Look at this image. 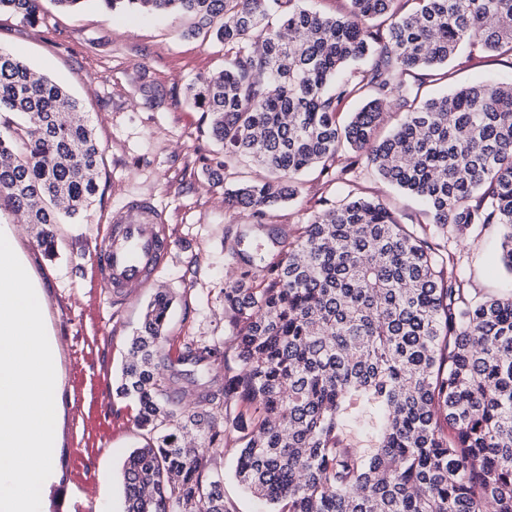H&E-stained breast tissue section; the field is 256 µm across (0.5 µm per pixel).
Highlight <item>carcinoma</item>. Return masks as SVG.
<instances>
[{
  "instance_id": "carcinoma-1",
  "label": "carcinoma",
  "mask_w": 512,
  "mask_h": 512,
  "mask_svg": "<svg viewBox=\"0 0 512 512\" xmlns=\"http://www.w3.org/2000/svg\"><path fill=\"white\" fill-rule=\"evenodd\" d=\"M105 10L175 11L224 44V70L189 87L229 152L271 170L233 201L261 216L303 169L349 147L427 205L438 238L380 202L345 197L274 250L236 235L243 268L224 287L227 352L193 336L163 353L172 298L157 293L131 338L120 395L140 406L144 444L123 464L125 512H230L210 452L217 420L253 411L235 474L271 512H512V294L477 297L448 234L505 228L512 270V83L423 87L465 43L512 61V0H348L328 17L299 0H95ZM35 23L38 0H0ZM362 99L345 124L342 104ZM403 114L383 139L385 107ZM58 83L0 51V196L55 255L51 226L98 192L102 151ZM68 113L70 120H60ZM264 265L259 283L251 269ZM208 379L196 409L186 382Z\"/></svg>"
}]
</instances>
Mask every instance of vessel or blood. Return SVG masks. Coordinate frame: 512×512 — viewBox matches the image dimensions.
I'll list each match as a JSON object with an SVG mask.
<instances>
[{"label":"vessel or blood","mask_w":512,"mask_h":512,"mask_svg":"<svg viewBox=\"0 0 512 512\" xmlns=\"http://www.w3.org/2000/svg\"><path fill=\"white\" fill-rule=\"evenodd\" d=\"M112 222L98 251L109 294L120 299L150 282L171 241L164 215L143 200L130 201Z\"/></svg>","instance_id":"vessel-or-blood-1"}]
</instances>
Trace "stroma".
<instances>
[{
    "label": "stroma",
    "mask_w": 512,
    "mask_h": 512,
    "mask_svg": "<svg viewBox=\"0 0 512 512\" xmlns=\"http://www.w3.org/2000/svg\"><path fill=\"white\" fill-rule=\"evenodd\" d=\"M39 8L35 24L0 12V50L65 87L103 148L99 193L80 218L54 225V258L45 256L30 226L17 229L43 285L41 302L59 344L62 376L54 481L42 496L47 512H68L77 498L90 512H124L123 461L143 439L136 402L117 387L130 340L158 290L175 296L166 328L174 358L183 337L214 344L231 336L224 285L236 274L229 251L236 233L247 230L263 244L273 232L298 235L312 214L340 199L337 173L357 180L361 194L384 203L400 223L427 227L431 218L418 200L366 169L349 150L330 171L315 166L300 174L293 199L253 217L233 205L229 193L242 182L266 181L267 169L231 157L213 138L209 114L187 101L190 84L223 69V44L186 36L191 19L180 13L108 12L95 0L74 11L53 0H39ZM511 81L512 64L466 46L436 89ZM133 199L149 200L164 213L174 245L150 284L114 305L100 277L97 247L113 213ZM501 233L491 224L449 244L477 296L512 292V272L500 262ZM253 421L243 410L241 422L227 431L228 446L212 453L213 469L224 475V499L235 512H268L233 472L236 438Z\"/></svg>",
    "instance_id": "stroma-1"
}]
</instances>
